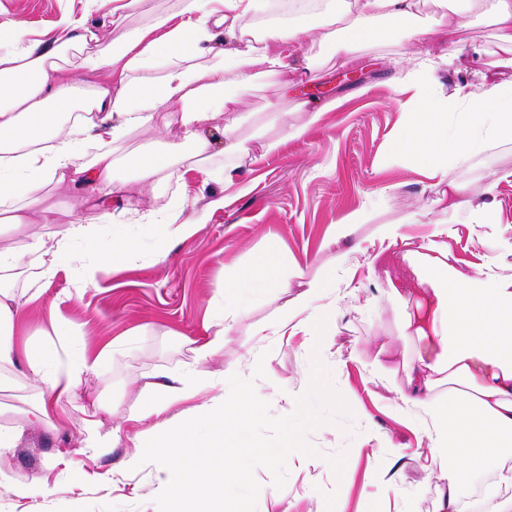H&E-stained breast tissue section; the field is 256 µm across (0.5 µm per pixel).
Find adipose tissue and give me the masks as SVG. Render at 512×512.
<instances>
[{
  "label": "adipose tissue",
  "instance_id": "1",
  "mask_svg": "<svg viewBox=\"0 0 512 512\" xmlns=\"http://www.w3.org/2000/svg\"><path fill=\"white\" fill-rule=\"evenodd\" d=\"M86 2L91 11L108 9L109 29L66 15L52 38L43 41L29 38L22 21L0 19V222L21 233L18 245L0 249V371L21 354L42 385L41 400L27 412L24 425H0L1 453L74 400L88 376L106 374L105 354L88 355L75 328L57 318L50 321L57 343L18 346L20 303L10 281L24 258L40 261L46 278L69 266L79 295L108 266L140 254L139 244L126 238L113 239L110 252L89 251V244L106 235L100 224H67L57 231L54 245H46L34 230L50 221L51 209L42 198L49 187L66 182L116 184L113 144L130 132L154 130L162 107H178L181 136L142 155L133 178L145 188L172 172L186 152L211 154L202 129L227 107L244 103L259 80H278L284 89L290 62L301 61L306 71L334 57L352 63L364 46L406 34L413 50L402 83L414 95L386 160L425 164L431 178L448 189L449 216L491 223L492 205L474 207L463 200V187L449 172L489 146L512 144V81L484 94L436 93L440 63L422 46L428 28L419 14L421 0H341L304 25L269 27L259 35L256 22L272 10L273 0H178L176 12L153 13L141 27L125 22L139 0ZM432 2L452 22L483 17L497 41L512 47V0ZM103 69L111 70L110 80L87 81V74ZM224 202L214 198L189 217L178 204L162 213L137 211L132 221L161 260L169 242L192 236L209 211ZM402 258L429 287L424 311L404 325L424 347L410 367L409 392L398 395L402 416L413 425L429 420L421 432L444 471L434 512H464L472 476L512 447V279L489 268L462 273L447 242L433 235L423 252L408 250ZM302 274L300 267L286 269L269 257L229 270L213 299L210 333L193 347L195 368L158 384L156 395L134 414L135 422L152 425L163 498L207 502L223 496L225 480L242 473L249 453L235 435L250 421L259 395L217 391L205 365L223 354L244 312L238 294L249 288L282 301L277 335L300 337L302 347L314 348L335 300L332 270L322 267L302 291L291 293L292 278ZM207 391L210 401L190 419L175 413L177 404Z\"/></svg>",
  "mask_w": 512,
  "mask_h": 512
}]
</instances>
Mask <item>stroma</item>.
<instances>
[{
  "mask_svg": "<svg viewBox=\"0 0 512 512\" xmlns=\"http://www.w3.org/2000/svg\"><path fill=\"white\" fill-rule=\"evenodd\" d=\"M69 13L88 14L93 24L104 19L103 12L87 13L86 0H0V15L18 19L36 33H52L56 21ZM430 26L424 46L446 60L439 72V93L464 85L482 93L512 80V69L496 65L498 53L486 25L452 34L447 18L434 12ZM475 44L485 46V55L473 56ZM409 48V40L399 37L370 46L354 64L289 72L294 85L286 93L260 81L242 108L225 112L217 127L203 128V136L219 140L220 127L232 126L243 139L257 134L282 139L286 126L308 124L298 101L333 100L337 107L308 125L302 138L282 139L276 152L259 160L238 159V185L224 189L208 181L206 169L226 163L217 154L205 164L185 160L151 190L134 182L118 192L63 186L51 190L48 203L55 221L40 225L44 239L74 221L109 225V236L92 243L95 251L110 249L116 236L138 237L136 226L125 221L127 209L162 212L177 200L190 214L217 191L231 202L211 212L193 236L170 244L165 261L141 255L106 272L97 286L79 296L71 286L70 268L63 265L40 296L21 306L24 334L37 333L58 318L78 328L90 354L111 345L116 351L104 379H87L75 402L62 404L49 424L26 430L17 448L0 454L1 471L20 482L40 475L49 486L48 491L20 497L12 486L0 485V512H168L169 503L157 491L154 465L147 461L137 472L126 470L141 431L129 416L147 398L143 386L166 382L194 367L189 342L206 335L212 299L224 285L225 270L251 265L274 252L284 266H300L305 276H313L325 259L319 248L331 226L363 209L372 212L371 223L355 225L338 245L349 253L351 268L336 272V302L318 352L303 348L299 340L273 335L279 302L253 301L223 354L208 363L214 377L231 371L235 387L259 392L257 412L238 440L260 462L227 484L224 499L211 500L205 508L221 512L230 500L238 512H262L268 498L277 495L291 504V512H432L441 489L439 465L421 456L417 434L401 424L396 407L398 391L410 388L408 366L421 345L417 337L404 335L403 324L424 291L400 249L381 247L373 233L377 225L417 213L420 223L407 229L411 249L444 229L462 273L474 274L490 263L497 273L512 276V186L499 187L494 223L452 224L440 201L442 189L425 167L409 161L383 163L412 97L402 90L399 69L391 60ZM155 123L157 133L136 131L115 145L119 166L135 167L155 134L179 137L176 108L162 109ZM503 170H512L511 145L474 155L449 175L465 186L466 199L482 204L488 200L489 174ZM260 327L268 332L265 344L272 356L266 376L250 373L240 360ZM375 359L388 367L387 376L371 375L368 364ZM275 380L302 389V418H289L285 400L271 386ZM41 389L25 362L17 361L0 377V404L23 411L37 401ZM92 415L105 426L120 427L115 447L82 449L83 421ZM286 447L292 448V458L282 464L278 457ZM63 455L80 457L81 472L66 471L59 463ZM393 472L400 480L387 495L380 478Z\"/></svg>",
  "mask_w": 512,
  "mask_h": 512,
  "instance_id": "stroma-1",
  "label": "stroma"
}]
</instances>
